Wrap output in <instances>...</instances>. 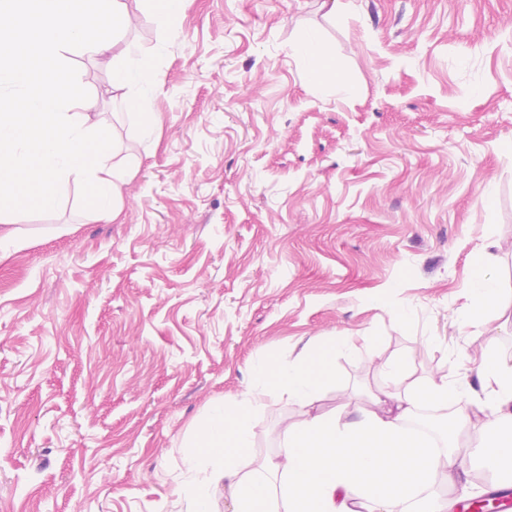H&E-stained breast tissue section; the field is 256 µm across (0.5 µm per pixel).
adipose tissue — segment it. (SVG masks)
I'll use <instances>...</instances> for the list:
<instances>
[{
  "label": "adipose tissue",
  "instance_id": "adipose-tissue-1",
  "mask_svg": "<svg viewBox=\"0 0 512 512\" xmlns=\"http://www.w3.org/2000/svg\"><path fill=\"white\" fill-rule=\"evenodd\" d=\"M125 0H0V251L24 240L17 217L54 207L68 187L84 189L83 218L110 223L121 214L123 188L134 171L121 157L96 101L79 77L63 72L65 54L103 57L115 38L140 24ZM311 88L342 95L333 60L316 34L302 33L292 46ZM140 46L126 42L115 72L116 88L135 86L138 99L113 96V108L143 138L154 127L134 104H145L159 82ZM81 103L78 112L72 103ZM336 348L323 345L287 364L264 359L255 381L235 408L214 403L206 426L189 441L184 479L178 487L189 512H210L223 492L233 512H443L427 489L432 477L460 464L456 445L431 447L411 434L406 418L422 403L458 407L456 428L478 429L477 453L495 465L512 466V366L484 356L477 368L488 389L475 399L447 376L402 392H384L359 420L313 412L322 389L334 378ZM287 391L307 414L286 426L281 461H254L252 414L271 390ZM495 419H485L486 409Z\"/></svg>",
  "mask_w": 512,
  "mask_h": 512
}]
</instances>
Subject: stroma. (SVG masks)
<instances>
[{
    "label": "stroma",
    "mask_w": 512,
    "mask_h": 512,
    "mask_svg": "<svg viewBox=\"0 0 512 512\" xmlns=\"http://www.w3.org/2000/svg\"><path fill=\"white\" fill-rule=\"evenodd\" d=\"M319 3L179 0L175 34L126 32L163 75L150 140L111 117V68L67 54L141 164L117 222L81 223L72 187L0 258V512H184L185 443L265 357L337 343L316 408L345 421L436 374L481 392L488 350L512 363V0ZM306 30L350 98L310 89L289 49ZM480 268L500 288L493 340L460 318ZM302 418L271 391L256 455H282ZM456 440L431 494L512 488L468 454L473 433Z\"/></svg>",
    "instance_id": "35a3bbf8"
}]
</instances>
